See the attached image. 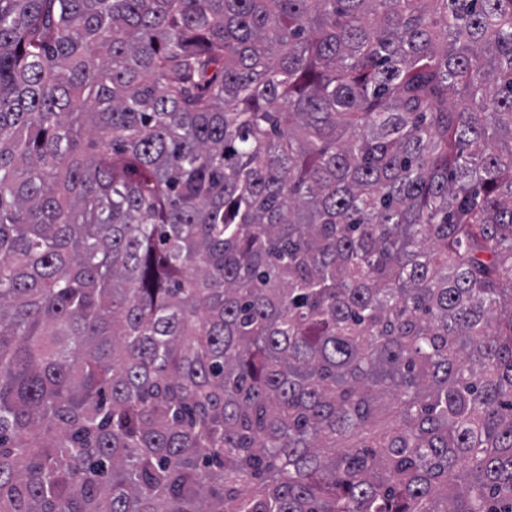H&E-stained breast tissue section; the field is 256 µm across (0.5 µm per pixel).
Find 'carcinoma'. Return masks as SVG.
Masks as SVG:
<instances>
[{"mask_svg":"<svg viewBox=\"0 0 512 512\" xmlns=\"http://www.w3.org/2000/svg\"><path fill=\"white\" fill-rule=\"evenodd\" d=\"M0 512H512V0H0Z\"/></svg>","mask_w":512,"mask_h":512,"instance_id":"carcinoma-1","label":"carcinoma"}]
</instances>
